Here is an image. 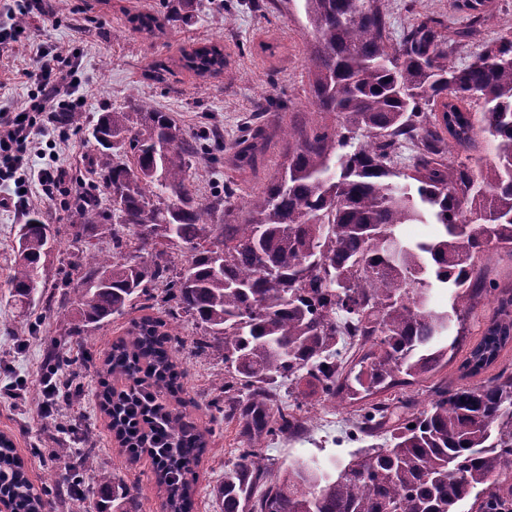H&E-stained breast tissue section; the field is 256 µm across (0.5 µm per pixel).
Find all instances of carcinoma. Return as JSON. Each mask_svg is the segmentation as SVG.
<instances>
[{
  "label": "carcinoma",
  "instance_id": "cac0c4a2",
  "mask_svg": "<svg viewBox=\"0 0 512 512\" xmlns=\"http://www.w3.org/2000/svg\"><path fill=\"white\" fill-rule=\"evenodd\" d=\"M302 2L315 103L337 124L249 131L234 156L241 169L264 163L273 136L285 147L280 176L242 217L231 191L203 203L190 190L193 162L213 163L212 151L224 147L219 131L191 136L146 104L101 113L93 128L98 185L66 207L83 262L74 266L76 279L56 285L62 293L44 300L48 311L71 306V319L64 342L46 356L60 357L92 326L158 306L167 319L135 323L104 366L132 379L142 373L176 394L183 391L173 360L183 345L179 324L200 329L195 353L224 362V376L211 386L215 422L236 424L244 444L216 488L222 512H458L468 501L475 512H512L509 366L477 386L435 383L410 414L399 406L411 404L407 396L363 407L349 439L382 432L384 441L344 465L301 460L273 468L267 446L305 429L301 403L277 407L281 390L291 397L304 383L319 400L334 401L346 389L369 392L398 383L399 374L432 373L460 344L458 334L444 345L448 323L462 322L496 288L478 260L492 242L512 249V31L485 43L471 62L448 61L480 34L493 0H457L464 25L427 18L395 39L384 0ZM186 62L200 75L226 66L215 44L193 49ZM478 130L491 137L493 160H453L449 145L471 152ZM413 222L442 232L405 244L398 227ZM115 224L133 227V237L117 234ZM20 229L8 281L23 305L33 283L45 287L51 235L38 214ZM105 233L112 237L106 251L92 242ZM149 250V259L118 261ZM310 255L318 266L308 265ZM439 287L449 290V313L430 306ZM341 312L346 326L380 349L347 375L336 360ZM511 342L512 295L502 294L461 368L482 373ZM100 408L124 437L130 415L106 382ZM162 423L180 440L156 473L166 512H192L187 476L202 434L178 412H166ZM45 494L1 435L0 495L11 512H41ZM112 508L139 512L138 496L120 487Z\"/></svg>",
  "mask_w": 512,
  "mask_h": 512
}]
</instances>
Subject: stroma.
Wrapping results in <instances>:
<instances>
[{"mask_svg": "<svg viewBox=\"0 0 512 512\" xmlns=\"http://www.w3.org/2000/svg\"><path fill=\"white\" fill-rule=\"evenodd\" d=\"M396 25L406 26L426 15H433L456 27L462 16L455 0H385ZM50 19H19L18 0H0V28L20 24L16 41L0 44V113L21 110L34 87L27 83L25 71L36 65L35 51L44 48L58 54L61 67L78 62L74 97L85 120L98 113L124 108L129 95L151 108L168 113L188 134L202 132L216 123L224 129L225 150L218 166L200 160L190 189L201 202L223 188L233 190L232 203L245 208L277 175L281 163V145L272 143L263 165L257 170H240L232 162L231 146L252 125H286L295 121L311 125L334 124L335 117L317 111L310 88L311 40L300 0H291L287 10L270 13L255 9L254 0H46ZM189 14L184 24H165L148 33L134 28L131 18L152 14L165 19L176 11ZM206 43L221 45L226 59L223 73L202 77L182 63L185 51ZM95 145L86 130H61L56 123L36 126L27 179H35L38 170L48 165L66 169L65 188L69 194L84 192L94 180L91 159ZM13 181H0V435L8 437L24 461L28 478L35 486L53 490L81 480L87 505L108 502L111 488L97 480L98 472L113 475L116 484L135 488L143 512H163L165 491L156 480L148 456L129 457L112 432L108 417L99 407L98 394L103 384L123 388L121 376H108L103 361L113 343L126 337L139 310L112 319L90 329L81 346L63 350L62 372L75 376L80 391L75 401L59 399L58 416L69 421L60 436L71 447L68 456L49 462L45 459L39 402L29 394L40 391L41 364L48 345L59 341L67 324L64 310L45 312L42 301H34L29 310H21L9 295L6 283L14 261L16 237L29 213L43 216L56 230L48 260L46 279L55 284L80 255L71 245L67 214L58 199H31L28 212L6 206L15 197ZM497 306L496 294L482 299L467 320L466 345L448 364L430 379H419L406 391L421 397L432 381L447 380L476 386L482 376H462L459 367L468 348L478 342L485 323ZM183 371V391L172 397L159 389L169 409H181L198 431L204 432L206 449L195 469L191 483L197 512H213V490L224 480V464L233 459L238 446L235 426H217L212 422L206 394L212 383L224 374L221 359L195 356L191 348L176 355ZM366 401L355 395L336 402L304 401L303 415L311 428L306 439L287 438L273 445L270 455L276 468L316 457L347 463L360 444L347 439L351 421ZM97 435L98 455L94 467H87L81 449L82 431Z\"/></svg>", "mask_w": 512, "mask_h": 512, "instance_id": "1", "label": "stroma"}]
</instances>
